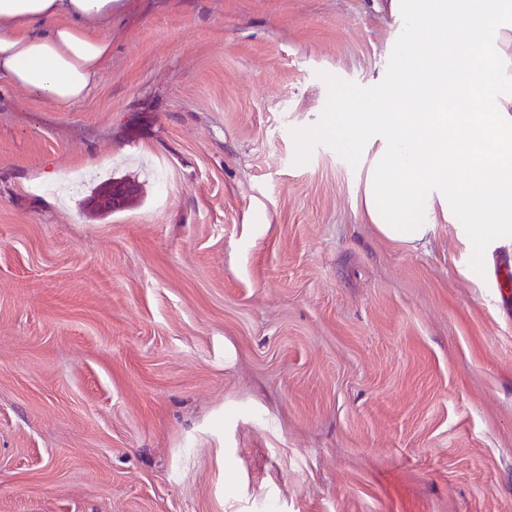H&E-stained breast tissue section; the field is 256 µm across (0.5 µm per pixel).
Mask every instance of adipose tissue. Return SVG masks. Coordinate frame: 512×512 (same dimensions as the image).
<instances>
[{"label": "adipose tissue", "instance_id": "1", "mask_svg": "<svg viewBox=\"0 0 512 512\" xmlns=\"http://www.w3.org/2000/svg\"><path fill=\"white\" fill-rule=\"evenodd\" d=\"M120 0H0V75L59 111L112 54ZM401 24L388 77L316 127L359 160L384 238L425 246L451 224L479 279L512 246V0H385Z\"/></svg>", "mask_w": 512, "mask_h": 512}]
</instances>
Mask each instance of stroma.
I'll list each match as a JSON object with an SVG mask.
<instances>
[{"label": "stroma", "mask_w": 512, "mask_h": 512, "mask_svg": "<svg viewBox=\"0 0 512 512\" xmlns=\"http://www.w3.org/2000/svg\"><path fill=\"white\" fill-rule=\"evenodd\" d=\"M396 29L124 0L68 110L0 76V512H512V310L447 222L383 238L313 133ZM139 186L134 181H114L100 196L89 199L88 205L97 211L119 209L134 199Z\"/></svg>", "instance_id": "1"}]
</instances>
